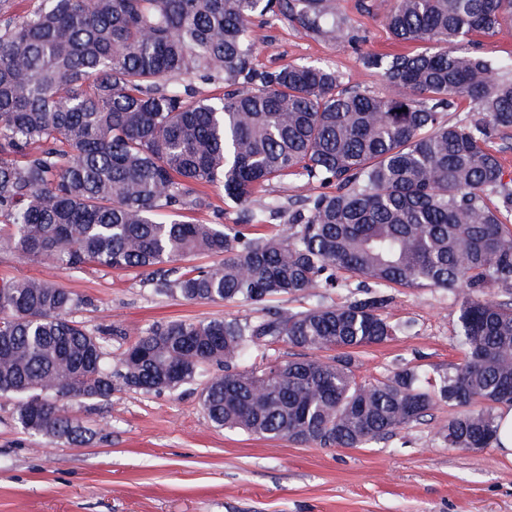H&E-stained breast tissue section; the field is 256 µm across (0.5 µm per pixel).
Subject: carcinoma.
<instances>
[{
    "mask_svg": "<svg viewBox=\"0 0 512 512\" xmlns=\"http://www.w3.org/2000/svg\"><path fill=\"white\" fill-rule=\"evenodd\" d=\"M0 7V241L69 269L150 272L154 291L187 301L262 305L319 288L365 292L250 321L176 320L136 336L117 359L72 319L84 298L34 279L0 283V393L19 398L22 427L82 443L66 411L103 401L114 383L173 390L224 366L201 394L217 428L321 448H358L461 409L435 436L450 448L498 446L495 409L512 405V189L491 149L512 132V62L467 48L512 22V0H393L392 39L429 44L366 55L399 90L346 87L326 67L259 71L253 19L296 21L332 42L336 0H41ZM198 80L224 84L203 97ZM457 100L472 118L444 120ZM407 111H401V108ZM300 175L332 192L305 196L288 232L270 237L182 219L209 207L204 185L245 206L274 179ZM197 253L219 264L181 271ZM438 288L458 306L465 360L431 383L416 367L374 382L350 351L398 327L385 289ZM334 351L321 359L238 369L277 343Z\"/></svg>",
    "mask_w": 512,
    "mask_h": 512,
    "instance_id": "carcinoma-1",
    "label": "carcinoma"
}]
</instances>
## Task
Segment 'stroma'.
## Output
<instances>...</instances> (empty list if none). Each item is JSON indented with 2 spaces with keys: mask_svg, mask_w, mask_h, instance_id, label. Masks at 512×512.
<instances>
[{
  "mask_svg": "<svg viewBox=\"0 0 512 512\" xmlns=\"http://www.w3.org/2000/svg\"><path fill=\"white\" fill-rule=\"evenodd\" d=\"M348 36L328 43L295 22L255 19L250 37L260 68L327 66L342 84L371 92L395 90L364 65L368 53H397L383 16L391 0H337ZM309 188L300 176L262 188L249 207L258 232L279 233L265 207L288 204ZM34 278L86 300L74 314L88 330L107 333L119 353L131 328L172 320H251L263 310L304 308L276 298L266 307L245 302H188L153 292L135 270L68 269L31 261L0 247V280ZM384 313L411 330L355 350L356 374L382 379L416 366L438 375L463 359L455 336L456 305L434 288H396ZM122 335H112V328ZM202 381L161 393L116 387L108 400L68 406L92 434L82 445L25 431L17 401L0 395V512H512V459L497 448L453 449L434 437L453 411L438 407L431 420L360 448H320L212 426L200 402Z\"/></svg>",
  "mask_w": 512,
  "mask_h": 512,
  "instance_id": "stroma-1",
  "label": "stroma"
}]
</instances>
